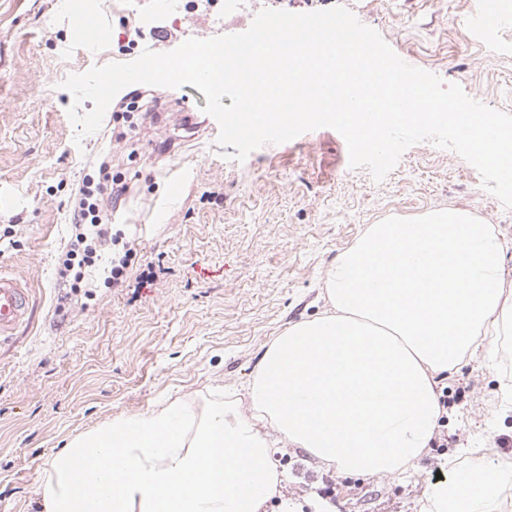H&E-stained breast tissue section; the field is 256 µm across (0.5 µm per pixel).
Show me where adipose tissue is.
Returning <instances> with one entry per match:
<instances>
[{"mask_svg": "<svg viewBox=\"0 0 512 512\" xmlns=\"http://www.w3.org/2000/svg\"><path fill=\"white\" fill-rule=\"evenodd\" d=\"M502 240L469 211L373 224L327 269L329 309L267 347L248 407L175 400L79 435L52 458L42 512H294L273 444L342 473L395 476L442 414L438 375L493 359L512 331ZM512 467L469 456L423 512H492Z\"/></svg>", "mask_w": 512, "mask_h": 512, "instance_id": "adipose-tissue-1", "label": "adipose tissue"}]
</instances>
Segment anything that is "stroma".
<instances>
[{"instance_id": "stroma-1", "label": "stroma", "mask_w": 512, "mask_h": 512, "mask_svg": "<svg viewBox=\"0 0 512 512\" xmlns=\"http://www.w3.org/2000/svg\"><path fill=\"white\" fill-rule=\"evenodd\" d=\"M505 24L483 37L466 26L473 0H246L244 11L295 13L342 5L410 65L462 86L474 100L512 113V0ZM129 0H87L106 40L73 38L74 15L57 0H0V266L29 290V319L0 341V512H41L37 490L51 458L79 434L143 415L176 399H246L271 340L327 307V267L369 225L411 223L448 208L492 225L505 244L512 291V209L454 151L426 141L409 148L380 181L351 168L330 128L266 144L245 162L226 159L219 126L199 90L151 94L163 132L143 123L135 157L111 152L112 118L77 137L62 88L71 74L131 62L144 49H175L203 27L223 34L214 0H195V23L159 6L135 14ZM170 31L167 41L156 34ZM129 186L114 223L131 242L129 278L145 287H99L66 295L55 265L71 235L70 209L85 174L105 154ZM179 177L180 195L168 197ZM512 334L494 364L462 363L438 383L448 406L415 468L396 477L341 474L301 448L278 452L283 494L296 512H421L438 479L464 468L462 448L512 464Z\"/></svg>"}]
</instances>
